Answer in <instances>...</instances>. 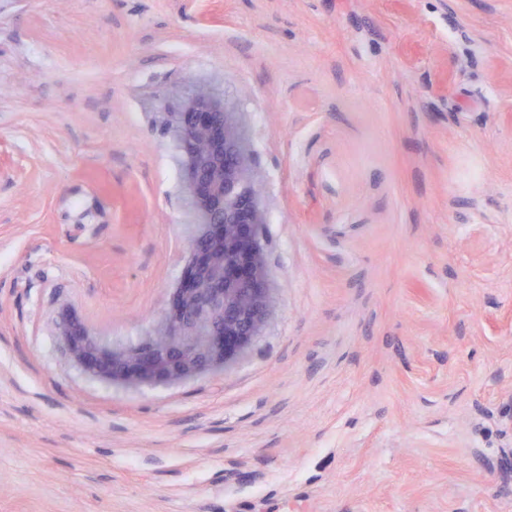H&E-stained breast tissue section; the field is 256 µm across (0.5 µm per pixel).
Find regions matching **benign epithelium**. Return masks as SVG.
Returning <instances> with one entry per match:
<instances>
[{
	"mask_svg": "<svg viewBox=\"0 0 512 512\" xmlns=\"http://www.w3.org/2000/svg\"><path fill=\"white\" fill-rule=\"evenodd\" d=\"M235 107L205 83L164 113L179 144L181 190L199 226L174 302L136 342L115 347L65 313L54 326L71 359L91 376L129 385L173 384L220 370L259 335L268 314L259 227L261 179Z\"/></svg>",
	"mask_w": 512,
	"mask_h": 512,
	"instance_id": "benign-epithelium-1",
	"label": "benign epithelium"
}]
</instances>
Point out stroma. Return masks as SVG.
I'll list each match as a JSON object with an SVG mask.
<instances>
[{"mask_svg":"<svg viewBox=\"0 0 512 512\" xmlns=\"http://www.w3.org/2000/svg\"><path fill=\"white\" fill-rule=\"evenodd\" d=\"M235 102L269 313L224 370L91 377L194 215L162 112ZM512 0H0V512H512Z\"/></svg>","mask_w":512,"mask_h":512,"instance_id":"1","label":"stroma"}]
</instances>
